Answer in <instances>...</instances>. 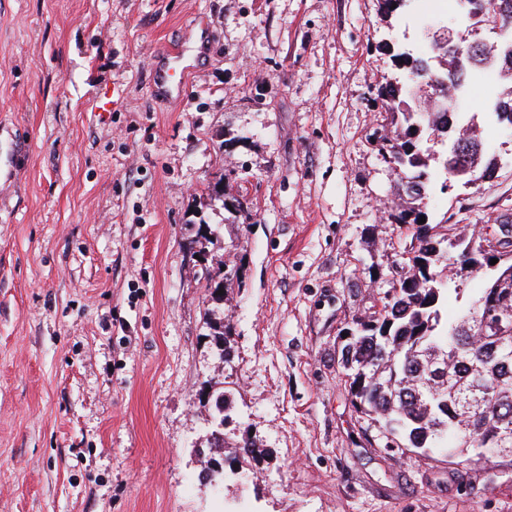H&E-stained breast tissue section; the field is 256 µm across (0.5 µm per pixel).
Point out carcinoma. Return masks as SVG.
<instances>
[{
	"mask_svg": "<svg viewBox=\"0 0 512 512\" xmlns=\"http://www.w3.org/2000/svg\"><path fill=\"white\" fill-rule=\"evenodd\" d=\"M481 23L512 25V4L474 0ZM470 62L441 56L442 84L432 94L444 97L467 75L494 66L512 79V53L466 41ZM399 68L415 75L432 69L430 61L411 54L396 55ZM419 81L385 82L377 98L392 116L391 134L374 138L377 152L399 175L391 223L404 230L399 241L391 288L381 306L353 322L343 348L354 407L377 421L391 435H401L411 448H446L448 455L470 461L494 457L495 448H512V331L495 328L499 313L512 312V254L493 268L487 237L457 236L454 224L419 223V209L431 169L420 144L435 136L446 144L443 173L470 182L493 179L495 158L484 152L470 133L440 121L442 112L420 111ZM481 276L492 268L484 286L465 297L463 314L442 315L451 289L449 269ZM212 415L218 425L228 419L231 398L213 390Z\"/></svg>",
	"mask_w": 512,
	"mask_h": 512,
	"instance_id": "carcinoma-1",
	"label": "carcinoma"
}]
</instances>
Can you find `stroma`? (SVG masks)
Returning a JSON list of instances; mask_svg holds the SVG:
<instances>
[{
  "mask_svg": "<svg viewBox=\"0 0 512 512\" xmlns=\"http://www.w3.org/2000/svg\"><path fill=\"white\" fill-rule=\"evenodd\" d=\"M422 26L377 0H0V512H512V455L397 449L341 366L399 233L376 89ZM470 112L498 178L434 179L421 207L472 234L512 214V129ZM203 223L241 268L226 360ZM208 381L235 392L225 441L256 444L214 484ZM172 68H167L162 71H154L152 75L153 84L157 89L163 90L166 96H178L182 90L186 70L184 67L179 73V77L171 73Z\"/></svg>",
  "mask_w": 512,
  "mask_h": 512,
  "instance_id": "35a3bbf8",
  "label": "stroma"
}]
</instances>
